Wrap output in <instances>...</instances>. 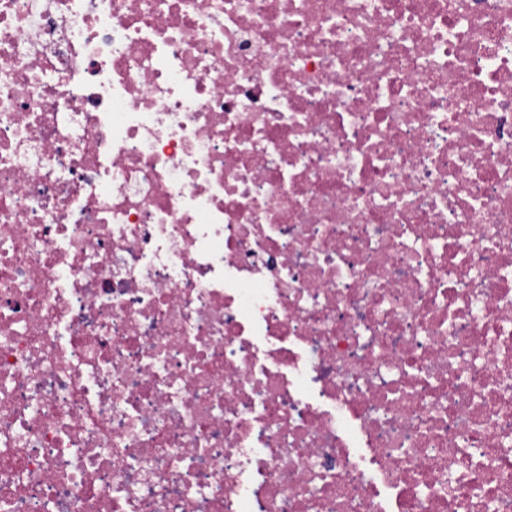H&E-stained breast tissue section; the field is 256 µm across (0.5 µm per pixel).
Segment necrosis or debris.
Instances as JSON below:
<instances>
[{
    "mask_svg": "<svg viewBox=\"0 0 512 512\" xmlns=\"http://www.w3.org/2000/svg\"><path fill=\"white\" fill-rule=\"evenodd\" d=\"M0 512H512V0H0Z\"/></svg>",
    "mask_w": 512,
    "mask_h": 512,
    "instance_id": "1",
    "label": "necrosis or debris"
}]
</instances>
